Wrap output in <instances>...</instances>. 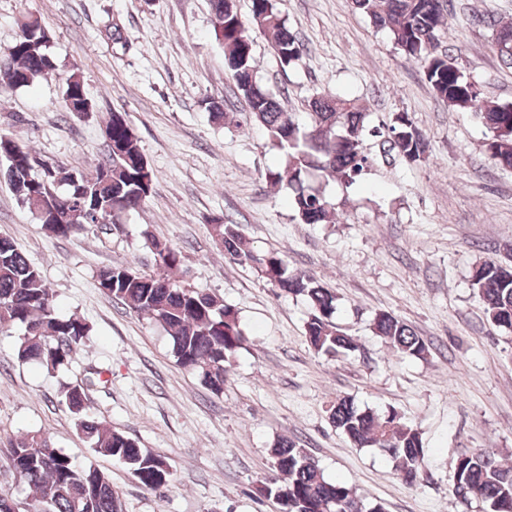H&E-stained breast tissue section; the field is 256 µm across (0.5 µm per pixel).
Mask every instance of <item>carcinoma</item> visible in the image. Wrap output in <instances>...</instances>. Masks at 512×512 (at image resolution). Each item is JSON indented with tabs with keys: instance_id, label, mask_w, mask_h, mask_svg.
I'll return each instance as SVG.
<instances>
[{
	"instance_id": "obj_1",
	"label": "carcinoma",
	"mask_w": 512,
	"mask_h": 512,
	"mask_svg": "<svg viewBox=\"0 0 512 512\" xmlns=\"http://www.w3.org/2000/svg\"><path fill=\"white\" fill-rule=\"evenodd\" d=\"M214 37L224 52V66L248 105L250 117L266 131L271 146L282 156L292 191L296 217L303 224H333L335 204L317 179L348 187L374 163L365 140H378L380 155L388 162L414 164L429 152V140L406 112L389 123L373 126L354 98L319 94L309 111L289 112L257 78L253 41L242 22L236 0H209ZM353 8L369 17L389 35L409 59L421 64L434 93L448 106L471 110L487 130L490 162L512 169V103L482 99L479 85L456 63L450 52L439 50L440 37L449 27L444 0H351ZM255 28L271 42L284 67L303 56L304 46L287 27L276 0H251ZM492 30L503 66L512 68V22L493 14L483 16ZM58 65L49 51L47 30L40 21L21 24L15 42L0 50V81L27 87L38 77L55 74ZM84 92L81 75L65 81L63 99ZM112 141L95 174L62 175L55 163L19 145L0 132V176L18 201L31 211L48 233L70 237L91 227L116 225L127 212L141 207L151 196L154 173L139 140L124 114L114 112L104 129ZM282 172V173H284ZM279 171L268 181H282ZM216 242L229 259L248 265L273 286L302 296L312 307L306 335L316 351L351 353L359 350L354 337L333 321L337 296L322 281L288 267L284 256L271 249L257 253L244 246L238 225L227 220L213 225ZM155 270L130 265L100 270L104 294L160 325L171 337L177 363L197 374L214 394L224 392L225 363L245 342L237 310L218 297L201 292L178 279L181 251L150 237ZM473 285L484 313L495 328L512 330V273L500 263L486 261L473 274ZM19 327L17 358L36 361L54 374L68 367L90 326L76 316H62L54 294L41 272L16 245L0 237V330ZM376 335L403 356L425 358L430 347L404 321L385 312L373 319ZM91 377L83 384L64 382L59 402L75 417L77 430L92 449L124 465L145 488L158 491L169 485L172 467L167 457L139 447L124 434L106 427L87 411ZM333 426L357 448H375L394 464L408 485L425 472V448L417 428L388 408L361 409L353 400L338 397L330 408ZM9 467L32 489L25 512H120L110 477L95 467L79 468L47 437L36 433L11 439L1 448ZM271 465L284 480L260 483L257 495L274 500L282 512H383L375 505L365 509L351 487L325 478L318 463L298 444L281 439L270 449ZM453 493L462 503L480 501L486 512H512V465L496 460L489 451L464 452L454 463Z\"/></svg>"
}]
</instances>
